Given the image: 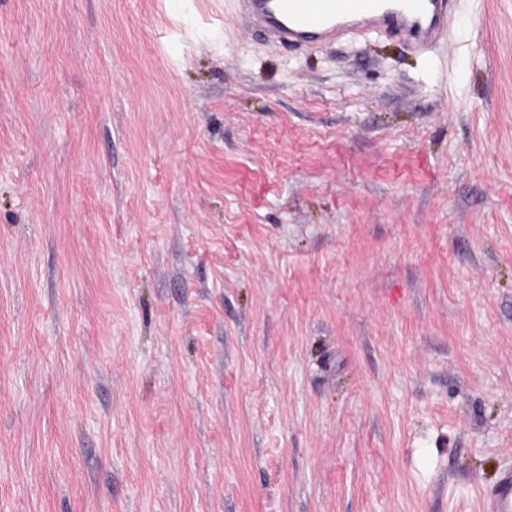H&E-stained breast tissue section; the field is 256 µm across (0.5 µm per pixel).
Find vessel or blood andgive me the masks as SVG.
<instances>
[{
    "label": "vessel or blood",
    "mask_w": 512,
    "mask_h": 512,
    "mask_svg": "<svg viewBox=\"0 0 512 512\" xmlns=\"http://www.w3.org/2000/svg\"><path fill=\"white\" fill-rule=\"evenodd\" d=\"M242 22L272 43H333L361 32L402 37L415 51L439 45L454 0H235ZM490 512H512V468L489 497Z\"/></svg>",
    "instance_id": "obj_1"
}]
</instances>
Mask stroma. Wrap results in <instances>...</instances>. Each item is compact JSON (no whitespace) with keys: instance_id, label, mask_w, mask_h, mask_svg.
Listing matches in <instances>:
<instances>
[{"instance_id":"1","label":"stroma","mask_w":512,"mask_h":512,"mask_svg":"<svg viewBox=\"0 0 512 512\" xmlns=\"http://www.w3.org/2000/svg\"><path fill=\"white\" fill-rule=\"evenodd\" d=\"M511 466L512 0L425 54L0 0V512H489Z\"/></svg>"}]
</instances>
